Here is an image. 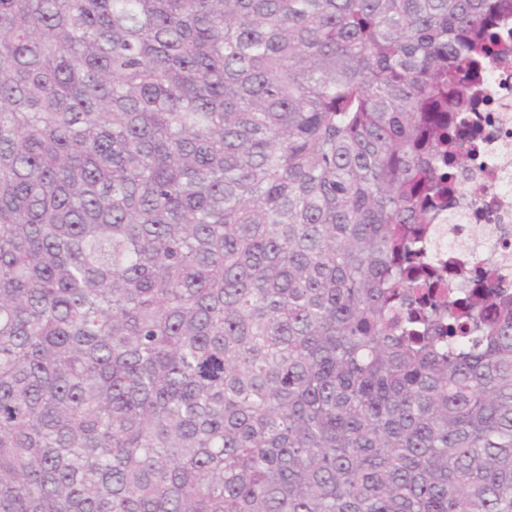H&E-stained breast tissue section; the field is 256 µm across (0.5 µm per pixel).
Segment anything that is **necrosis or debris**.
<instances>
[{
  "instance_id": "necrosis-or-debris-1",
  "label": "necrosis or debris",
  "mask_w": 512,
  "mask_h": 512,
  "mask_svg": "<svg viewBox=\"0 0 512 512\" xmlns=\"http://www.w3.org/2000/svg\"><path fill=\"white\" fill-rule=\"evenodd\" d=\"M500 61L494 62L476 81L481 121L473 138L476 152L455 191L458 231L448 232V215L436 220L435 255L447 260L461 244H468L470 273L493 268L504 248L512 249V18L502 25Z\"/></svg>"
}]
</instances>
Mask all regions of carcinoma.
Returning <instances> with one entry per match:
<instances>
[{
    "instance_id": "1",
    "label": "carcinoma",
    "mask_w": 512,
    "mask_h": 512,
    "mask_svg": "<svg viewBox=\"0 0 512 512\" xmlns=\"http://www.w3.org/2000/svg\"><path fill=\"white\" fill-rule=\"evenodd\" d=\"M512 0H0V512H512V291L422 236Z\"/></svg>"
}]
</instances>
